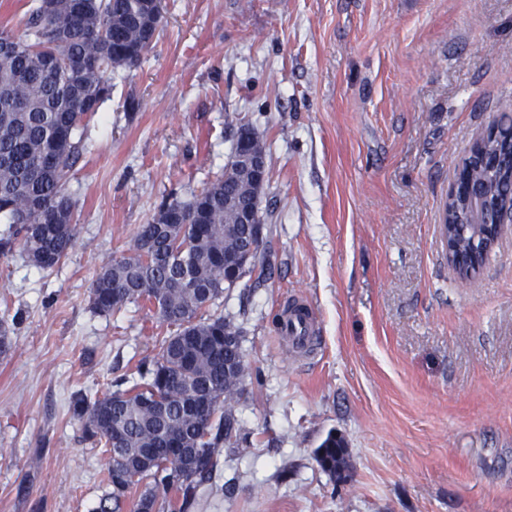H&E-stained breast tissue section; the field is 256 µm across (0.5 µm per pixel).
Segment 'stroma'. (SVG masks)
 Listing matches in <instances>:
<instances>
[{
	"label": "stroma",
	"mask_w": 512,
	"mask_h": 512,
	"mask_svg": "<svg viewBox=\"0 0 512 512\" xmlns=\"http://www.w3.org/2000/svg\"><path fill=\"white\" fill-rule=\"evenodd\" d=\"M152 49L111 73L67 191L73 250L54 269L0 253V512H95L107 456L75 395L154 356L156 319L95 314L102 263L170 197L222 172L238 118L269 151L273 274L217 303L261 372L236 409L249 443L191 512H512V226L462 285L443 206L512 95V0H163ZM307 354L278 338L291 297ZM352 463L314 459L328 432ZM283 318L278 334L295 351L308 350L317 342V321L315 313L305 304L297 303ZM315 461L334 481L344 483L350 477L351 462L345 440L334 432L327 434L315 450Z\"/></svg>",
	"instance_id": "1"
}]
</instances>
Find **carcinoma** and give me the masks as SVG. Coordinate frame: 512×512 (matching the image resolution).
I'll return each mask as SVG.
<instances>
[{"mask_svg": "<svg viewBox=\"0 0 512 512\" xmlns=\"http://www.w3.org/2000/svg\"><path fill=\"white\" fill-rule=\"evenodd\" d=\"M31 0L21 31L0 30L14 48L0 54V217L8 228L0 251L17 250L33 266L51 269L74 246L76 204L66 190L80 152L77 132L110 97L107 74L137 64L152 47L159 25L145 0ZM512 118L497 134L474 143L463 167L487 196L490 215L512 201V181L502 165L512 147ZM247 173H226L187 201L161 204L151 222L137 228L127 254L104 263L91 283L93 312L109 315L129 304L155 311L167 335L157 353L136 366L138 379L112 381L100 394L75 398L72 416L83 440L102 448L112 464L110 492L95 512H122L136 495L133 512H187L220 470L226 449L245 440L235 404L246 391L248 366L241 326L211 312L224 290V259L254 248L257 261L244 289L269 279L271 244L252 240L224 198L240 199ZM461 198L444 206L442 235L451 253L468 259L461 274L477 273L498 237L495 224H470ZM216 405L201 419L194 407L206 393ZM178 436L193 464L168 463L170 437ZM315 461L336 483L350 477L343 437L327 434ZM122 470L126 481L115 483Z\"/></svg>", "mask_w": 512, "mask_h": 512, "instance_id": "carcinoma-1", "label": "carcinoma"}]
</instances>
